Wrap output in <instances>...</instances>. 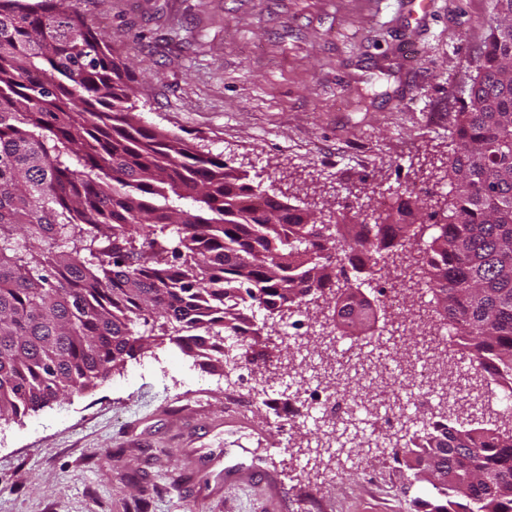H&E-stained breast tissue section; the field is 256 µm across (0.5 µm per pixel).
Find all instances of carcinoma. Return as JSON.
I'll list each match as a JSON object with an SVG mask.
<instances>
[{
    "instance_id": "obj_1",
    "label": "carcinoma",
    "mask_w": 512,
    "mask_h": 512,
    "mask_svg": "<svg viewBox=\"0 0 512 512\" xmlns=\"http://www.w3.org/2000/svg\"><path fill=\"white\" fill-rule=\"evenodd\" d=\"M511 63L512 0H493L450 190L420 243L419 196L396 190L393 206L347 230L319 224L310 207L142 125L129 66L76 0H0V421L166 342L231 340L238 361L277 369L288 344L307 346L278 327L317 294L333 295L332 332L375 324L372 308L348 303L343 259L364 285L414 246L449 341L512 393ZM391 455L427 485L420 512H512L511 431L427 421ZM467 473L476 481L458 486Z\"/></svg>"
}]
</instances>
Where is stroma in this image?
I'll list each match as a JSON object with an SVG mask.
<instances>
[{"label": "stroma", "mask_w": 512, "mask_h": 512, "mask_svg": "<svg viewBox=\"0 0 512 512\" xmlns=\"http://www.w3.org/2000/svg\"><path fill=\"white\" fill-rule=\"evenodd\" d=\"M78 0L133 78L137 118L223 156L281 200L357 224L398 189L449 191L440 166L488 35L492 0ZM414 59H407L403 44ZM165 343L89 391L0 426V512H413L416 488L374 433L383 397L349 402L332 447L307 432L335 378L297 387L242 364L229 383ZM291 400L282 431L256 391ZM267 458L225 485L205 456Z\"/></svg>", "instance_id": "35a3bbf8"}]
</instances>
